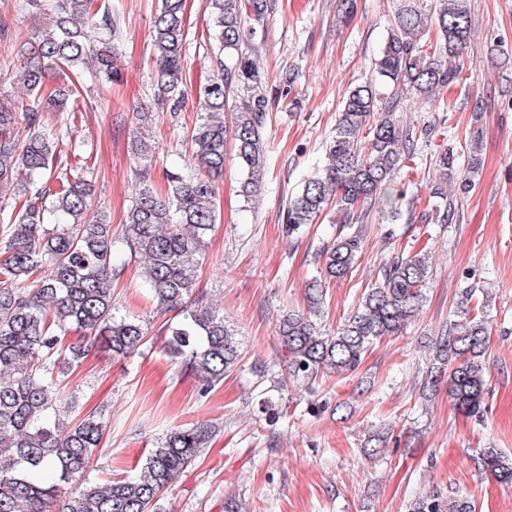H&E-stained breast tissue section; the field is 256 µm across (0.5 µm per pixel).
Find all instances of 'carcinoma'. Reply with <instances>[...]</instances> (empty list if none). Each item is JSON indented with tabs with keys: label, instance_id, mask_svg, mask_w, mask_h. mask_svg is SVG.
<instances>
[{
	"label": "carcinoma",
	"instance_id": "carcinoma-1",
	"mask_svg": "<svg viewBox=\"0 0 512 512\" xmlns=\"http://www.w3.org/2000/svg\"><path fill=\"white\" fill-rule=\"evenodd\" d=\"M228 64L216 59L218 75L204 88L207 111L191 131V160L203 173L167 177L160 192L139 182L127 212L125 230L116 239L103 211L94 208L87 172L69 166V113L84 110L77 90L48 87L52 72L80 67L98 80H112L113 41L120 16L98 0H25L23 8L48 16L37 36L18 31L27 62L20 71L0 65V84L17 83L28 100L19 105L0 99V188L25 196L18 211L0 219V512H163L161 492L172 485L206 447L215 427L203 423L173 427L151 449L137 475L101 486L83 478L99 449L102 419L85 416L65 421L71 406L63 402L55 375L77 366L88 347L65 344L71 330L116 355L130 354L145 342L135 319L117 315L112 281L124 264L138 259L143 282L159 306L179 311L181 320L167 328L166 353L192 374L208 392L224 380L239 359L234 330L213 305L193 296L197 270L209 231L216 223L214 199L224 174L227 125L226 91L232 84L247 94L236 101L232 135L246 179L244 199L251 200L264 177L268 150L264 139L269 98L260 91L256 60L245 51L254 34L249 20L260 22L270 0H206ZM430 26L435 42L421 43L422 12L410 3L391 23L373 74L376 82L430 96L463 81L462 55L471 35L467 0H434ZM188 39L185 0H158L152 20L155 104L173 114L185 108L184 52ZM395 96L377 101L373 84L353 88L336 119L327 146L328 162L304 182L288 202L285 224L295 233L314 224L332 205L342 216L336 238L323 250L324 277H352L359 259L364 208L377 200L398 210L403 192L392 176L425 126L400 123ZM22 109V122L16 109ZM59 114L57 123L43 120ZM443 171H462L464 186H475L480 170L478 146L469 148L463 164L444 151ZM453 200L424 219L448 223ZM425 253L393 254L379 268L374 285L365 289L354 313L333 334L321 331L324 284L308 288L309 312L290 313L279 321V336L288 352V373L313 384L327 373L356 371L377 341L391 337L416 316L429 275ZM480 289L468 285L455 302V318L433 339L422 392L448 384L454 408L467 417H483L487 381L483 359L490 332L475 314ZM306 367H301V364ZM482 470L500 484L512 485V456L495 448L479 453ZM409 512H476L468 497L446 498L433 491L409 505Z\"/></svg>",
	"mask_w": 512,
	"mask_h": 512
}]
</instances>
